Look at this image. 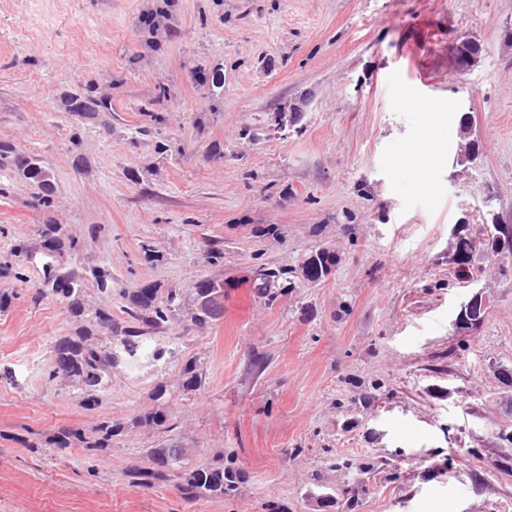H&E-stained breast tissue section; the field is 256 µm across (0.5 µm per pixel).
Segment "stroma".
<instances>
[{
    "label": "stroma",
    "mask_w": 512,
    "mask_h": 512,
    "mask_svg": "<svg viewBox=\"0 0 512 512\" xmlns=\"http://www.w3.org/2000/svg\"><path fill=\"white\" fill-rule=\"evenodd\" d=\"M159 2L0 0V291L14 294L0 310V512H325L320 487L358 488L360 512H512V477L494 467L512 429L497 379L512 366V257L478 259L468 286L448 263L461 219L512 224V0H172L149 25ZM467 38L482 60L461 72ZM163 87L155 128L143 110ZM88 88L111 111L70 112ZM299 100L300 120L270 131L269 113ZM465 123L479 157L458 166ZM433 136L442 159L423 177L405 149ZM48 224L81 275L82 315L45 291ZM267 224L280 237L256 234ZM320 247L336 256L322 281L258 296V269ZM202 279L224 286L220 318L194 323L188 303L147 330L158 359L113 364L94 407L51 376L41 349L60 338L119 350L98 307L130 327L125 292ZM477 292L487 316L460 335ZM451 346L448 372L430 371ZM160 383L164 430L139 422ZM104 418L124 426L106 454L48 444ZM170 442L187 472L234 460L236 494L131 484L127 469ZM328 449L395 474L358 482L323 466ZM479 303L482 304V308H484L485 306L486 307H485L484 311L481 313L480 325L478 327H476V330H478L482 326V324L486 318L488 305H486L487 304L486 298L485 297L483 298V295L481 293H476L470 298V300L466 304H464L462 306V308L456 318L455 325L459 332L466 334V333L473 331L472 329H464V328H460L459 326L464 324V320H467L468 317L474 318V310Z\"/></svg>",
    "instance_id": "1"
}]
</instances>
